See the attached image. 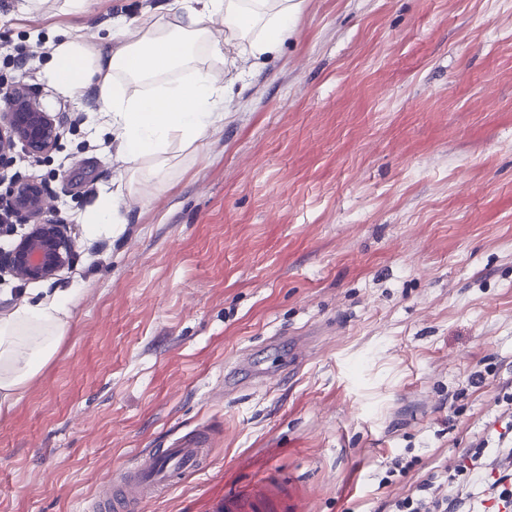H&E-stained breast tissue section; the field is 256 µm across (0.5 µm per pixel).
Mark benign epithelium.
<instances>
[{
  "label": "benign epithelium",
  "mask_w": 512,
  "mask_h": 512,
  "mask_svg": "<svg viewBox=\"0 0 512 512\" xmlns=\"http://www.w3.org/2000/svg\"><path fill=\"white\" fill-rule=\"evenodd\" d=\"M61 128L59 117L47 111L24 85L10 87L9 104L0 113V187H5L0 191V206L7 205L11 214L7 234H14L17 224H27L29 230L10 250L0 252V272L48 280L76 259L69 225L43 217L44 185L9 174L16 149L37 162L56 149Z\"/></svg>",
  "instance_id": "benign-epithelium-1"
}]
</instances>
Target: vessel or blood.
I'll return each mask as SVG.
<instances>
[{"label": "vessel or blood", "mask_w": 512, "mask_h": 512, "mask_svg": "<svg viewBox=\"0 0 512 512\" xmlns=\"http://www.w3.org/2000/svg\"><path fill=\"white\" fill-rule=\"evenodd\" d=\"M208 430L189 431L169 447L141 454L131 468L112 480V495L99 500L97 512H134L143 501L202 471L211 455ZM299 500L292 485L273 476L254 482L248 489L225 495L220 512H298Z\"/></svg>", "instance_id": "1"}]
</instances>
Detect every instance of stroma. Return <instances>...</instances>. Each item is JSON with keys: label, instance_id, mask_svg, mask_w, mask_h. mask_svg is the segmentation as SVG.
<instances>
[{"label": "stroma", "instance_id": "35a3bbf8", "mask_svg": "<svg viewBox=\"0 0 512 512\" xmlns=\"http://www.w3.org/2000/svg\"><path fill=\"white\" fill-rule=\"evenodd\" d=\"M0 0V88L59 114L42 181L77 258L0 275V310L76 289L63 341L0 416V512H92L146 448L208 429L206 469L140 512H218L275 473L306 512H382L512 414V0H307L233 78L229 115L124 194L121 235L83 214L115 190L112 127L44 71L58 30L98 41L166 0ZM32 55L25 68L13 49ZM269 377L231 392L238 361ZM488 370L481 386L471 373ZM406 476L381 478L394 458Z\"/></svg>", "mask_w": 512, "mask_h": 512}]
</instances>
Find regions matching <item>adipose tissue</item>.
<instances>
[{
    "label": "adipose tissue",
    "mask_w": 512,
    "mask_h": 512,
    "mask_svg": "<svg viewBox=\"0 0 512 512\" xmlns=\"http://www.w3.org/2000/svg\"><path fill=\"white\" fill-rule=\"evenodd\" d=\"M305 0H169L126 22L114 41L62 33L45 78L59 93L92 90L96 114L118 132L127 183L168 173L175 152L197 148L227 115L224 48L249 59L274 54ZM74 292L0 312V416L22 399L55 354Z\"/></svg>",
    "instance_id": "obj_1"
}]
</instances>
